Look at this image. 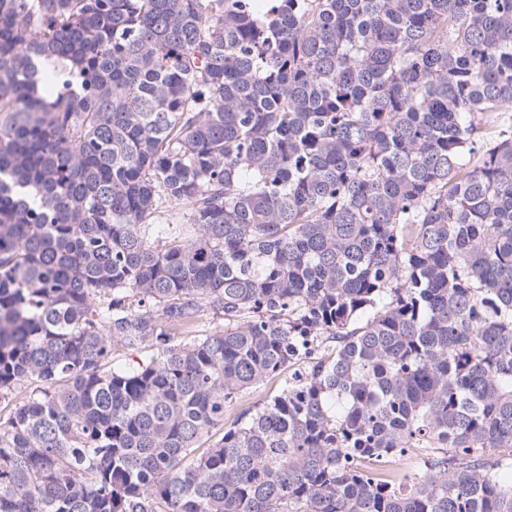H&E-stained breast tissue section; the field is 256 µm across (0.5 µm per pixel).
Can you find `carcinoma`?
<instances>
[{
    "label": "carcinoma",
    "mask_w": 512,
    "mask_h": 512,
    "mask_svg": "<svg viewBox=\"0 0 512 512\" xmlns=\"http://www.w3.org/2000/svg\"><path fill=\"white\" fill-rule=\"evenodd\" d=\"M2 179L0 512H512V0H0ZM278 389V380L272 379L267 381L265 385L257 389L253 394H251L246 401H242L240 403H235L232 407L228 408L224 415V422L229 424L236 415L242 410L245 409L254 403L264 399L265 397L273 394Z\"/></svg>",
    "instance_id": "carcinoma-1"
}]
</instances>
